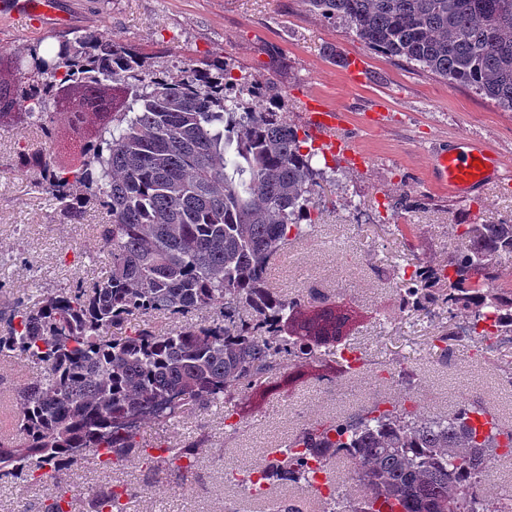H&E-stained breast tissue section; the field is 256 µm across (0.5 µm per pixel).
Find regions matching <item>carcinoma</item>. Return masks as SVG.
<instances>
[{
    "instance_id": "1",
    "label": "carcinoma",
    "mask_w": 512,
    "mask_h": 512,
    "mask_svg": "<svg viewBox=\"0 0 512 512\" xmlns=\"http://www.w3.org/2000/svg\"><path fill=\"white\" fill-rule=\"evenodd\" d=\"M326 17L349 23L368 48L470 86L512 112V0H307ZM0 125L46 128L49 148L21 149L16 165L71 223L88 207L103 212L98 235L110 258L106 279L91 288L47 289L0 316V358L21 357L38 374L14 392L17 430L0 436V479L55 472L95 456L136 455L175 466L197 463L194 446L148 453L145 421L166 424L188 406L230 405L246 390L275 394L272 374L284 361L329 353L341 373L361 369L347 343L307 329L299 314L350 306L282 295L268 285L272 261L288 241L315 224L318 188L314 148L281 112L275 83H239L221 57L169 67L166 52L103 37L61 36L57 44L0 55ZM103 86L112 111L79 130L81 102L63 109L60 86ZM65 118L57 126V116ZM465 249L439 266L398 274L403 309L465 313L470 330L492 348L512 336V285L498 259L512 257V224H460ZM490 281L499 282L495 288ZM248 308L253 319H239ZM215 309L222 319L187 321L167 331L150 323L114 333L129 317L186 318ZM477 404L446 417L404 405L375 403L345 421L310 425L278 448V457L248 472L259 492L273 481L316 483L343 453L366 493L351 502L330 489L323 512H512V494L488 508L484 485L491 457L512 456V427ZM126 492L95 496V512H126Z\"/></svg>"
}]
</instances>
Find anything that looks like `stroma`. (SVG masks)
I'll use <instances>...</instances> for the list:
<instances>
[{
	"label": "stroma",
	"mask_w": 512,
	"mask_h": 512,
	"mask_svg": "<svg viewBox=\"0 0 512 512\" xmlns=\"http://www.w3.org/2000/svg\"><path fill=\"white\" fill-rule=\"evenodd\" d=\"M59 22L39 27L0 15V52L18 53L33 42L93 30L122 43L164 48L170 63L223 56L233 75L257 84L275 79L284 112L307 129L305 115L321 106L345 112L339 134L366 157L319 156L327 180L316 224L291 241L272 271V283L294 295L316 289L370 313L351 344L360 372L310 379L260 406H244L230 428L219 406H196L167 424L142 426L140 437L159 447L198 442L199 463L187 481L127 458L101 463L87 456L61 479L0 481V512H42L59 490L71 512H94L95 494L122 485L127 512H264L226 472L249 467L304 425L345 420L376 401H414L421 411L445 415L460 407L490 406L512 421V374L492 365L477 344L463 340L439 359L429 339L451 320L446 309L404 312L394 269L414 262L445 263L464 244L460 224H512V181H492L456 199L430 182L435 151L460 147L461 136L492 148L512 170V112L475 89L449 82L404 60L365 47L349 25L314 11L307 0H54ZM365 75L352 82L350 68ZM384 114L382 122L373 117ZM29 131H0V305L40 289L69 288L104 278L109 266L94 227L99 211L66 224L37 195L13 151ZM412 363V386L391 368Z\"/></svg>",
	"instance_id": "1"
}]
</instances>
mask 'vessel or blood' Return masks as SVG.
<instances>
[{"mask_svg": "<svg viewBox=\"0 0 512 512\" xmlns=\"http://www.w3.org/2000/svg\"><path fill=\"white\" fill-rule=\"evenodd\" d=\"M0 12L13 18L40 20L55 13L53 0H0ZM309 124L317 139L329 149L355 154L351 141L338 137L344 125L343 115L327 109L310 113ZM500 160L485 145L472 143L462 151L444 150L433 158L432 182L453 195L464 198L471 190L485 185L498 173Z\"/></svg>", "mask_w": 512, "mask_h": 512, "instance_id": "1", "label": "vessel or blood"}]
</instances>
